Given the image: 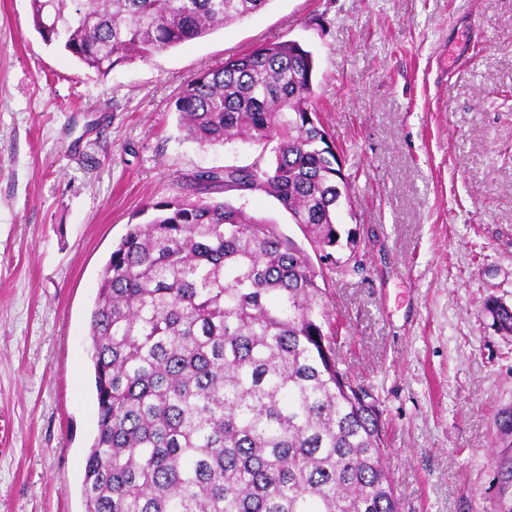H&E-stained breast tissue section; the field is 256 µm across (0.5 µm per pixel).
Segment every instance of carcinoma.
I'll list each match as a JSON object with an SVG mask.
<instances>
[{
  "mask_svg": "<svg viewBox=\"0 0 512 512\" xmlns=\"http://www.w3.org/2000/svg\"><path fill=\"white\" fill-rule=\"evenodd\" d=\"M271 0H30L48 46L101 75L243 20ZM314 58L263 43L191 79L184 138L247 141L250 165L195 172L146 204L102 269L89 339L98 406L85 512H402L377 400L340 368L326 274L231 191L263 193L329 259L349 185L317 114ZM484 312L512 336V304ZM490 512H512V404L494 416Z\"/></svg>",
  "mask_w": 512,
  "mask_h": 512,
  "instance_id": "obj_1",
  "label": "carcinoma"
}]
</instances>
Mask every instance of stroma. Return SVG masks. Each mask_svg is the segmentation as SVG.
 <instances>
[{
    "instance_id": "35a3bbf8",
    "label": "stroma",
    "mask_w": 512,
    "mask_h": 512,
    "mask_svg": "<svg viewBox=\"0 0 512 512\" xmlns=\"http://www.w3.org/2000/svg\"><path fill=\"white\" fill-rule=\"evenodd\" d=\"M315 58L321 123L351 199L329 311L376 397L402 512H488L496 411L512 403V0H271L105 76L46 46L29 0H0V512H84L97 428L88 323L103 266L145 204L257 146L184 140L175 102L260 44ZM252 215L305 244L261 193ZM484 312L491 320V326L503 336H512V304L493 300L485 304Z\"/></svg>"
}]
</instances>
